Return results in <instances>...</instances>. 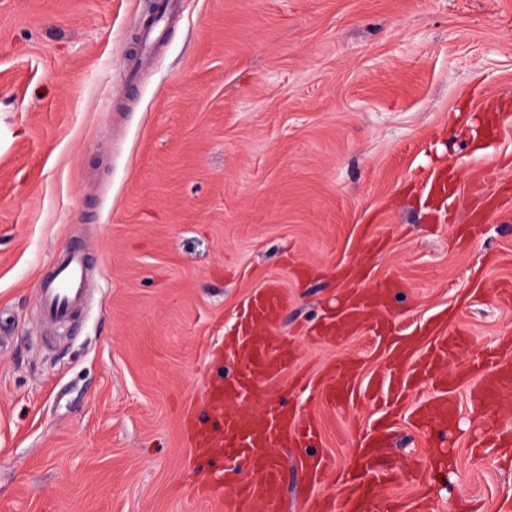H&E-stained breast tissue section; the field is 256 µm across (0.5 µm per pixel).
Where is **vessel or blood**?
I'll use <instances>...</instances> for the list:
<instances>
[{
    "instance_id": "obj_1",
    "label": "vessel or blood",
    "mask_w": 512,
    "mask_h": 512,
    "mask_svg": "<svg viewBox=\"0 0 512 512\" xmlns=\"http://www.w3.org/2000/svg\"><path fill=\"white\" fill-rule=\"evenodd\" d=\"M174 15L173 0H166L156 25L142 35V55L158 48L161 34ZM456 187L457 173L450 167L438 170L429 180V192L440 203L454 196ZM87 269L82 249L69 247L59 252L51 276L42 278L37 289L39 306L47 321L64 322L74 316L87 291ZM391 290V283L385 282L372 292H351L333 315L310 326L311 340L338 343L343 336L360 333L365 327L366 310L387 307ZM286 303L287 295L280 288L256 292L246 306L236 337L210 352L213 361L232 359L238 369L234 376H218L206 385L205 410L191 423L189 447L193 456L203 462L215 463L230 455L244 465L247 476L235 482L231 496L221 500L222 512H277L282 469L275 448H308L320 439L317 422L298 408L286 406L279 395L267 394L258 413L249 418L228 407L229 402L242 399L260 384L291 371L293 358L287 342L272 334L274 320ZM422 331L431 337L424 349L410 357L389 356L385 373L370 375L366 386H359L354 377L337 383L336 373L331 370L316 389L318 396L333 403L353 396L360 388L380 408L379 416L361 434L357 459L344 473L339 488L352 503L354 512H385L387 508L386 502L377 500L376 492L394 483L397 473L378 460L376 450L395 429L392 414L395 404L411 401L413 426L444 431L459 411L457 393L462 385H469L471 396L487 400L512 389L510 359L490 364L476 358L463 367L456 364L455 347L461 331L447 317H431L423 324ZM488 368L493 371L492 377L474 383V375ZM424 373L432 374L436 381L432 394L417 400L413 397L414 389ZM470 446L479 455L491 447L499 449L502 457H510L512 429L501 430L485 440L471 439Z\"/></svg>"
}]
</instances>
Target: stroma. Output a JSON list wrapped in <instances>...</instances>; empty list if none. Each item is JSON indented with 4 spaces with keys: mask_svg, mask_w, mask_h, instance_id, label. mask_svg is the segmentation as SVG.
<instances>
[{
    "mask_svg": "<svg viewBox=\"0 0 512 512\" xmlns=\"http://www.w3.org/2000/svg\"><path fill=\"white\" fill-rule=\"evenodd\" d=\"M153 0H0V512H218L196 489L183 425L203 408L208 354L250 296L275 285L294 375L349 358L382 373L371 331L309 341L351 288L398 281L392 340L455 309L460 361L512 342V0H179L147 73L128 74ZM459 175L435 209L428 180ZM385 241L371 251L369 236ZM84 248L95 298L45 343L36 282ZM316 267L298 278L293 261ZM272 382L320 424L279 448V512H315L309 455L348 466L374 417ZM435 512H500L512 463L466 441L512 421L467 391ZM433 438L401 423L380 489L411 502Z\"/></svg>",
    "mask_w": 512,
    "mask_h": 512,
    "instance_id": "1",
    "label": "stroma"
}]
</instances>
